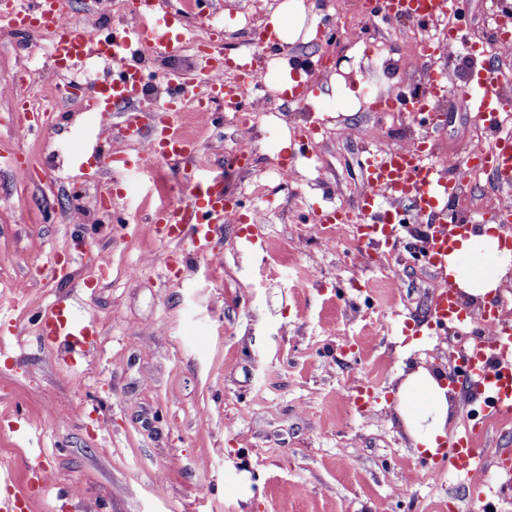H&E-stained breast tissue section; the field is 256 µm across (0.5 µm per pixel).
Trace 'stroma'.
Returning a JSON list of instances; mask_svg holds the SVG:
<instances>
[{
  "label": "stroma",
  "mask_w": 512,
  "mask_h": 512,
  "mask_svg": "<svg viewBox=\"0 0 512 512\" xmlns=\"http://www.w3.org/2000/svg\"><path fill=\"white\" fill-rule=\"evenodd\" d=\"M249 2L211 0L190 20L221 16L215 47L232 57ZM335 2L304 0L306 27L323 35L262 57L275 83L279 61L323 55L329 65L308 72V104L283 105L246 135L251 178L293 168L273 190L260 247L246 239L256 207L247 196L244 220L225 224L209 256L176 253L148 222L152 179L117 177L106 164L107 153L140 149L120 135L122 116L91 133L80 107L88 85L60 102L55 128L20 135L23 89L0 77V152L19 153L33 171L0 169V336L19 337L0 351V470L18 481L43 465L51 474L48 489L28 491L25 512H438L447 501L470 512L468 480L421 467L395 392L404 371L456 373L464 348L486 333L482 302L463 301L464 331L432 333L435 277L413 249L422 225H401L396 249L369 251L352 225H336L326 242L311 224L313 205L349 204L363 191L364 148L398 146L346 95L397 85L362 70L367 42L337 20ZM71 12L119 32L127 0H71ZM376 35L407 59L402 90L420 83L408 27L385 18ZM227 118L220 102L208 116L187 115L205 163L174 169L176 183L231 170ZM317 122L323 134L308 150L318 165L289 161L284 142ZM475 125L447 93L434 119L438 160L462 154ZM469 191V219L512 229L508 213L480 208L512 194L493 173ZM55 259L66 280L34 278ZM60 302L70 319L93 323L85 351L48 343L42 316Z\"/></svg>",
  "instance_id": "stroma-1"
}]
</instances>
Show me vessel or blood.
Here are the masks:
<instances>
[{
    "label": "vessel or blood",
    "mask_w": 512,
    "mask_h": 512,
    "mask_svg": "<svg viewBox=\"0 0 512 512\" xmlns=\"http://www.w3.org/2000/svg\"><path fill=\"white\" fill-rule=\"evenodd\" d=\"M47 0H27L25 8H0V22L14 30H27L36 25L53 23L47 12ZM458 0H370L364 15L374 19L381 12L397 18H412L420 22L440 14H457ZM134 14L152 11L153 22L141 24L112 37L100 32H86L74 24L58 26L59 59L81 63L89 57L108 58L112 73L101 82V92L92 97L88 110L97 119L112 113L124 117L122 132L127 138L146 148L145 153L129 157L113 154L109 164L116 170L142 168L146 156H153L173 166H192L200 151L198 141L184 135L179 123L182 108L188 99H195L200 110H207L211 100L220 99L225 109H241L246 93L256 81L258 72L253 64L240 58L219 57L209 45L198 48L200 66L192 71L175 70L166 75L167 103L163 107L161 127L146 124L141 103L145 97L146 75L141 65L132 62L134 48L146 50L159 60H170L183 54L186 45L185 17L178 10H162L158 0H130ZM483 66L476 77L459 87L475 120L485 128L498 125L505 102L497 90V69L492 50H483ZM429 89L427 99L418 101L415 112L423 124H430V99L443 97L446 81L436 71L426 74ZM427 144L397 152H367L362 167L365 188L346 208L317 213L319 224L354 225L366 246L378 248L390 245L400 224L398 214L406 210L414 219L428 224L427 236L416 246L426 263L440 277L448 275V255L453 248L452 237L462 233L463 225L448 226L447 202L458 188L457 179L448 177L443 168L432 161ZM471 159L482 160L486 167L512 178V136L497 138L493 152L471 151ZM241 210L238 198L228 193L223 182L196 185L181 204L155 209L149 221L156 231L177 247H190L199 255H207L211 237L224 230L225 223ZM44 331L51 341L67 351L84 350L92 344L90 326L73 327L62 307H52L42 319ZM430 326L444 329L463 327V312L454 289L437 287L432 302ZM471 371L467 383L477 387L491 412L512 415V326L493 323L488 336L475 342L467 351ZM484 459L469 432L451 434L436 454L426 463L427 468L448 467L463 470L479 468ZM25 490L11 474L0 472V512H18Z\"/></svg>",
    "instance_id": "b4317fda"
}]
</instances>
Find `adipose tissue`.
I'll return each mask as SVG.
<instances>
[{"instance_id": "obj_1", "label": "adipose tissue", "mask_w": 512, "mask_h": 512, "mask_svg": "<svg viewBox=\"0 0 512 512\" xmlns=\"http://www.w3.org/2000/svg\"><path fill=\"white\" fill-rule=\"evenodd\" d=\"M512 252L502 248L496 235L456 236L448 268L456 282L474 299L492 297L498 289ZM397 410L416 451L432 453L446 435L450 401L448 389L437 377L420 368L407 374L396 392Z\"/></svg>"}]
</instances>
